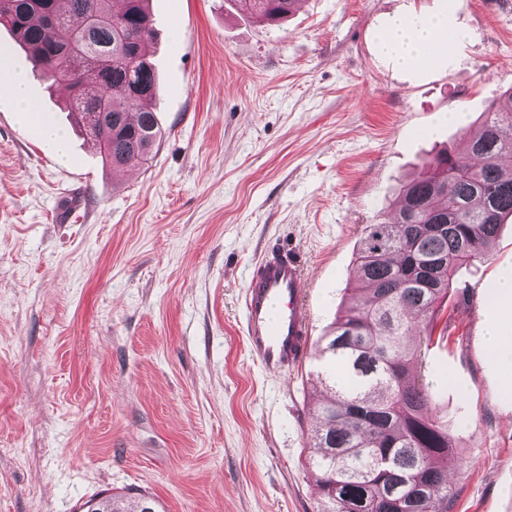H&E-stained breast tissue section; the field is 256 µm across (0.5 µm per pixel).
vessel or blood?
Wrapping results in <instances>:
<instances>
[{
  "instance_id": "b4317fda",
  "label": "vessel or blood",
  "mask_w": 512,
  "mask_h": 512,
  "mask_svg": "<svg viewBox=\"0 0 512 512\" xmlns=\"http://www.w3.org/2000/svg\"><path fill=\"white\" fill-rule=\"evenodd\" d=\"M303 284L300 260L283 251L267 253L247 282L242 298L246 348L268 371H293L308 350Z\"/></svg>"
}]
</instances>
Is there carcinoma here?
<instances>
[{"mask_svg":"<svg viewBox=\"0 0 512 512\" xmlns=\"http://www.w3.org/2000/svg\"><path fill=\"white\" fill-rule=\"evenodd\" d=\"M148 0H0V25L46 82L70 89V112L97 113L93 140L114 171L145 164L160 134ZM266 25L298 0H241ZM512 89L490 105L460 157L442 150L407 182L391 217L362 229L353 295L317 347L333 366L309 408L308 464L318 512H450L444 463L455 437L433 413L422 373L457 273L488 256L512 218ZM142 495L109 494L87 512H146Z\"/></svg>","mask_w":512,"mask_h":512,"instance_id":"carcinoma-1","label":"carcinoma"}]
</instances>
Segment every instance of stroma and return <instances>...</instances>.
Segmentation results:
<instances>
[{"label": "stroma", "mask_w": 512, "mask_h": 512, "mask_svg": "<svg viewBox=\"0 0 512 512\" xmlns=\"http://www.w3.org/2000/svg\"><path fill=\"white\" fill-rule=\"evenodd\" d=\"M161 136L113 174L32 77L71 161L0 96V512H81L103 492L161 512H317L307 465L322 363L264 370L241 297L264 253L304 262L311 342L348 297L364 225L442 149L463 153L512 88V0H303L279 27L236 0H150ZM464 37L435 65L380 52L387 19ZM512 269V223L464 268L425 374L459 440L452 512H512V370L483 290ZM487 348L489 353L504 367H512V336H501L498 332L489 328L487 333Z\"/></svg>", "instance_id": "obj_1"}]
</instances>
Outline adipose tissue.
<instances>
[{"label": "adipose tissue", "mask_w": 512, "mask_h": 512, "mask_svg": "<svg viewBox=\"0 0 512 512\" xmlns=\"http://www.w3.org/2000/svg\"><path fill=\"white\" fill-rule=\"evenodd\" d=\"M460 31L434 20H417L408 16H395L386 28L382 41L383 50L391 55L404 69L421 67L427 59L436 57L442 40H459ZM0 90L10 94L18 104L20 113L38 120L44 129L49 149L59 158L68 155L62 135L52 123L42 118L37 103L29 96L26 81L21 72L0 69Z\"/></svg>", "instance_id": "adipose-tissue-1"}]
</instances>
